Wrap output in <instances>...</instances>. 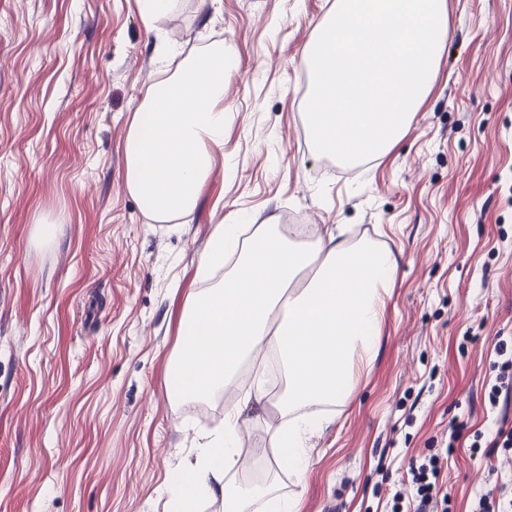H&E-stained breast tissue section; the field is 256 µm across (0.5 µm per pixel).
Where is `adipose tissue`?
<instances>
[{
  "label": "adipose tissue",
  "mask_w": 512,
  "mask_h": 512,
  "mask_svg": "<svg viewBox=\"0 0 512 512\" xmlns=\"http://www.w3.org/2000/svg\"><path fill=\"white\" fill-rule=\"evenodd\" d=\"M227 68L223 44L211 45L151 84L132 115L124 184L153 222L170 223L197 205L214 153L224 146ZM395 268L390 252L369 245L319 236L291 240L269 224L247 236L236 224L215 228L200 273L227 275L187 300L171 393L208 400L266 349L278 353L286 387L272 401L254 384L225 408L223 427L209 432L194 462L173 474L171 505L195 512L219 497L224 512H251L258 500L265 512H295V502L268 488L249 494L226 482L239 462L246 416L275 404L285 420L275 430V463L304 476L307 438L322 426L312 407L342 401L357 368L370 363Z\"/></svg>",
  "instance_id": "adipose-tissue-1"
}]
</instances>
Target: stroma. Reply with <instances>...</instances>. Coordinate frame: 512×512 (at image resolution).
Returning a JSON list of instances; mask_svg holds the SVG:
<instances>
[{
    "label": "stroma",
    "instance_id": "35a3bbf8",
    "mask_svg": "<svg viewBox=\"0 0 512 512\" xmlns=\"http://www.w3.org/2000/svg\"><path fill=\"white\" fill-rule=\"evenodd\" d=\"M334 0H0V512H167L172 473L235 402L169 394L189 295L219 224H311L397 264L372 362L307 442L274 463L279 413L241 435V485L297 512H392L413 459L442 458L448 512L512 480L489 434L497 334L512 336V0H446L451 35L407 134L379 159L317 154L302 65ZM224 148L195 210L152 222L124 187L146 88L209 44ZM56 236L38 244L39 225ZM457 441H450V434Z\"/></svg>",
    "mask_w": 512,
    "mask_h": 512
}]
</instances>
